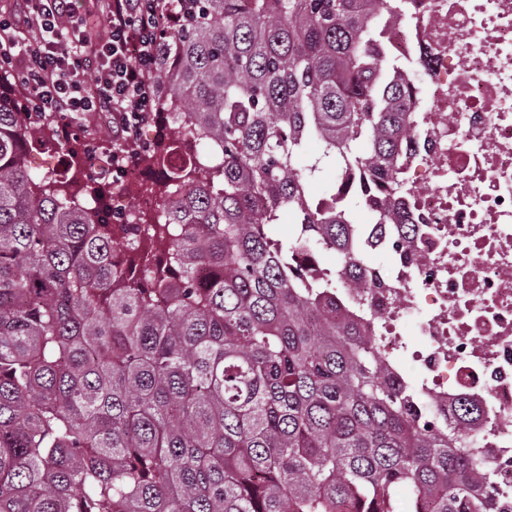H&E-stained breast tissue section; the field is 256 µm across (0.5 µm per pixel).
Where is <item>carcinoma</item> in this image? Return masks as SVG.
<instances>
[{
    "label": "carcinoma",
    "instance_id": "1",
    "mask_svg": "<svg viewBox=\"0 0 512 512\" xmlns=\"http://www.w3.org/2000/svg\"><path fill=\"white\" fill-rule=\"evenodd\" d=\"M399 9L181 0L175 135L133 148L154 223L94 224L32 173L31 109L0 94V512H500L477 406L434 416L336 319L367 267L348 202L414 230L377 189L403 192L412 138Z\"/></svg>",
    "mask_w": 512,
    "mask_h": 512
}]
</instances>
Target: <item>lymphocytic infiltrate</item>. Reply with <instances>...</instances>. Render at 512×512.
<instances>
[{"label":"lymphocytic infiltrate","mask_w":512,"mask_h":512,"mask_svg":"<svg viewBox=\"0 0 512 512\" xmlns=\"http://www.w3.org/2000/svg\"><path fill=\"white\" fill-rule=\"evenodd\" d=\"M15 2L0 14V71L14 76L32 110L65 119L100 113L116 154L140 140L157 106V63L176 0H104L105 35L94 43L69 38L72 0Z\"/></svg>","instance_id":"f902f5d3"}]
</instances>
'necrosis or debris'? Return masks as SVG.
Returning a JSON list of instances; mask_svg holds the SVG:
<instances>
[{"label": "necrosis or debris", "mask_w": 512, "mask_h": 512, "mask_svg": "<svg viewBox=\"0 0 512 512\" xmlns=\"http://www.w3.org/2000/svg\"><path fill=\"white\" fill-rule=\"evenodd\" d=\"M384 32L388 54L415 65L431 60L426 87H414L415 145L404 182L417 224L355 226L387 256L343 289L336 310L358 322L385 366L417 374L413 388L440 409L476 401L477 453L497 471L496 498L512 507V0H404ZM138 162L113 169L110 182L75 195L105 222L122 220L118 188L140 185ZM412 336H404L403 326Z\"/></svg>", "instance_id": "1"}]
</instances>
